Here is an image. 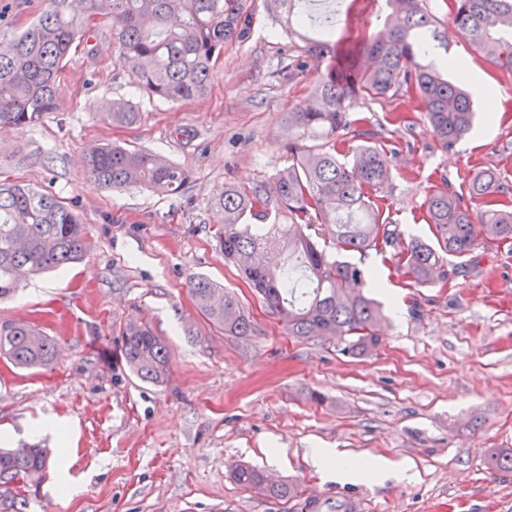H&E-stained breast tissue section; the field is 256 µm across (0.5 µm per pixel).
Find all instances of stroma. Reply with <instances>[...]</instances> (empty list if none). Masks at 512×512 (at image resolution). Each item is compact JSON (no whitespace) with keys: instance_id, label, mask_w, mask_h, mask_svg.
<instances>
[{"instance_id":"35a3bbf8","label":"stroma","mask_w":512,"mask_h":512,"mask_svg":"<svg viewBox=\"0 0 512 512\" xmlns=\"http://www.w3.org/2000/svg\"><path fill=\"white\" fill-rule=\"evenodd\" d=\"M252 7L246 38L225 45L204 99L162 104L140 92L118 62L111 20L99 16L65 61L62 110L0 128V181L58 196L82 217L88 244L82 263L0 302V322L34 326L57 346L45 368L0 358V448L51 452L40 482L20 490L23 512H341L348 499L363 512H512V471L490 464L512 448L511 248L480 250L467 272L448 258L447 283L416 288L379 255L341 253L383 270L370 291L384 305L382 341L357 359L332 340L293 339L225 261L213 192L287 166L288 113L318 78L312 68L289 77L300 40L279 29L263 0ZM45 8L46 0H0V43ZM448 43L496 90L494 103L473 98L480 120L470 139L442 151L416 99L407 110L398 97L359 107L383 123L395 150L389 216L423 238L424 203L441 178L462 194L486 168L512 182V72L462 34L449 32ZM118 98L137 106V124L105 119ZM112 143L181 165L188 184L175 196L101 188L84 158L88 146ZM199 274L239 295L253 336L226 335L197 310L189 281ZM133 319L169 348L163 385L139 381L115 357L119 329ZM48 421L65 438L41 433ZM314 448L408 463L415 475L340 482L313 465ZM242 464L297 494L276 500L245 489L232 478Z\"/></svg>"}]
</instances>
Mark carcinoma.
<instances>
[{"instance_id":"cac0c4a2","label":"carcinoma","mask_w":512,"mask_h":512,"mask_svg":"<svg viewBox=\"0 0 512 512\" xmlns=\"http://www.w3.org/2000/svg\"><path fill=\"white\" fill-rule=\"evenodd\" d=\"M48 0L45 12L9 43L0 44V127L36 122L60 104L56 81L72 48L85 35V20H112V42L134 84L164 102L198 100L209 91L212 71L224 44L241 40L252 17L251 0ZM281 30L303 43L304 55L288 64L289 76L304 74L308 62L326 71L312 97L288 113L284 147L292 163L271 180L228 182L213 193L210 206L221 215L224 258L234 263L269 313L302 340L336 338V351L357 358L379 345L381 306L364 289L377 287L379 271H365L332 258L311 234L320 226L342 252L374 251L416 285L448 279L443 255L469 257L492 244L512 242V210L500 208L512 185L497 170L477 174L469 200L448 179L425 201V221L433 239L404 238L399 225L382 215L372 197L393 178V152L378 144L383 124L366 129L356 111L365 97L420 98L424 118L439 146L448 151L473 131L475 112L460 86L443 70L419 58L427 44L448 49L438 30L442 21L426 0H386L381 30L371 39L337 34L336 17L324 21L317 37L307 35L301 0H265ZM451 24L462 34H480L482 52L497 66L512 70V0H453ZM106 119L133 126L140 119L128 101H112ZM363 143L352 158L340 160L336 136ZM324 142L308 147L303 140ZM85 167L105 189L146 188L177 194L188 171L148 150L107 144L92 149ZM86 254L79 214L53 194L19 184L0 183V300L12 296L31 275L77 263ZM196 306L230 336L253 335L254 325L240 299L208 277L190 281ZM118 355L141 381L164 383L169 361L165 343L142 321L120 329ZM0 356L22 368L50 364L52 338L16 322L0 323ZM49 453L36 446L23 456L0 449V488L19 481L36 483ZM233 478L240 486L286 500L291 485L270 484L249 465Z\"/></svg>"}]
</instances>
